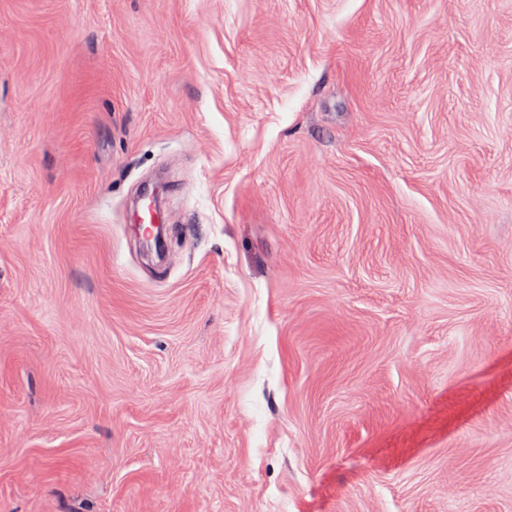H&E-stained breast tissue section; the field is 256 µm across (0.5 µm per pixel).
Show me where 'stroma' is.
Returning a JSON list of instances; mask_svg holds the SVG:
<instances>
[{"mask_svg":"<svg viewBox=\"0 0 512 512\" xmlns=\"http://www.w3.org/2000/svg\"><path fill=\"white\" fill-rule=\"evenodd\" d=\"M0 512H512V0H0ZM164 226L165 224H150L148 233L145 236H140V243L144 252H156L159 255L166 253Z\"/></svg>","mask_w":512,"mask_h":512,"instance_id":"1","label":"stroma"}]
</instances>
